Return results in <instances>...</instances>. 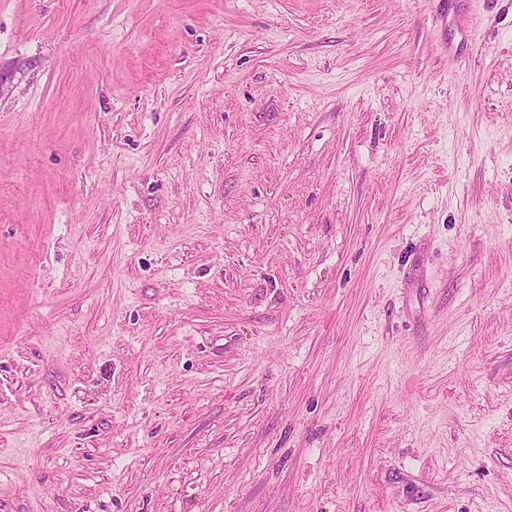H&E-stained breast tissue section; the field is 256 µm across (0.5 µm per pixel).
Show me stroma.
<instances>
[{
  "instance_id": "stroma-1",
  "label": "stroma",
  "mask_w": 512,
  "mask_h": 512,
  "mask_svg": "<svg viewBox=\"0 0 512 512\" xmlns=\"http://www.w3.org/2000/svg\"><path fill=\"white\" fill-rule=\"evenodd\" d=\"M0 0V512H512V0Z\"/></svg>"
}]
</instances>
